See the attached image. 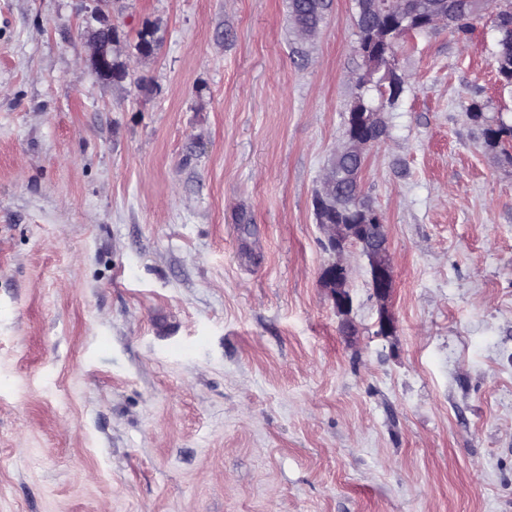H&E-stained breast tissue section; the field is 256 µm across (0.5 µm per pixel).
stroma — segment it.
<instances>
[{"mask_svg": "<svg viewBox=\"0 0 512 512\" xmlns=\"http://www.w3.org/2000/svg\"><path fill=\"white\" fill-rule=\"evenodd\" d=\"M94 7L0 0V512H512L493 19L395 50L360 175L381 336L356 250L337 314L313 208L366 69L355 0L305 43L289 0H106L108 84L77 67Z\"/></svg>", "mask_w": 512, "mask_h": 512, "instance_id": "obj_1", "label": "stroma"}]
</instances>
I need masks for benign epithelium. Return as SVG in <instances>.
Returning a JSON list of instances; mask_svg holds the SVG:
<instances>
[{"mask_svg":"<svg viewBox=\"0 0 512 512\" xmlns=\"http://www.w3.org/2000/svg\"><path fill=\"white\" fill-rule=\"evenodd\" d=\"M412 2L414 0H358L361 12L383 23L394 21L407 32L448 26V16L433 10L422 14L412 6ZM467 11V17L464 18L466 23L480 20L486 15L492 17L493 2L467 0ZM86 23L91 32V52L80 61L79 66L91 69L100 80L110 82L112 39L118 34V30L105 12L97 7L86 17ZM373 42L377 43V50L372 54L364 53L367 70L357 77L356 85L360 90L365 88L372 82L373 75L381 71L383 75L378 83L390 84V89L396 96L401 92L404 80L393 70V48L382 35L373 36ZM382 109L381 104L371 109L360 102L357 108L348 113L344 139L333 153L316 196L319 211L330 207L341 209L338 199L342 198V187L346 184L359 185L362 171L359 162L363 161L370 147L380 142L384 134ZM354 203L357 204L358 223L346 224L339 218L329 221L325 217L319 222L324 236V248L335 256V260L323 269L321 279L324 287L329 289L330 296L336 301V312L348 316L352 299L349 293L346 253L351 249L359 250L367 259L372 293L380 303L377 335L391 336L395 332V324L388 311V302L394 288V271L383 218L376 209L363 201L362 195H356Z\"/></svg>","mask_w":512,"mask_h":512,"instance_id":"7a95c632","label":"benign epithelium"}]
</instances>
